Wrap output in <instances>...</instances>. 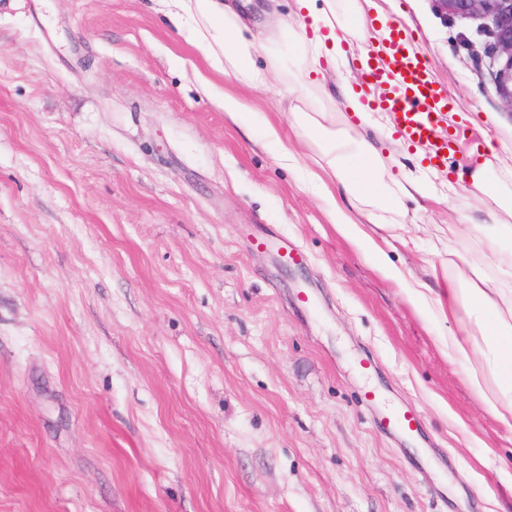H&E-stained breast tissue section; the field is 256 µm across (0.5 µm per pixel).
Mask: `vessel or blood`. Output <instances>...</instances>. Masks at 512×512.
Instances as JSON below:
<instances>
[{
    "instance_id": "1",
    "label": "vessel or blood",
    "mask_w": 512,
    "mask_h": 512,
    "mask_svg": "<svg viewBox=\"0 0 512 512\" xmlns=\"http://www.w3.org/2000/svg\"><path fill=\"white\" fill-rule=\"evenodd\" d=\"M364 75L373 90L369 109L389 112L396 133L407 142L428 144L430 166L447 165L449 157L465 146L460 133L444 127L448 95L413 47L403 23L390 26L387 37L374 45Z\"/></svg>"
}]
</instances>
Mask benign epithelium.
Returning a JSON list of instances; mask_svg holds the SVG:
<instances>
[{
  "label": "benign epithelium",
  "mask_w": 512,
  "mask_h": 512,
  "mask_svg": "<svg viewBox=\"0 0 512 512\" xmlns=\"http://www.w3.org/2000/svg\"><path fill=\"white\" fill-rule=\"evenodd\" d=\"M443 18L477 23L489 35L484 46L489 74L499 91L502 106L512 112V0H431Z\"/></svg>",
  "instance_id": "1"
}]
</instances>
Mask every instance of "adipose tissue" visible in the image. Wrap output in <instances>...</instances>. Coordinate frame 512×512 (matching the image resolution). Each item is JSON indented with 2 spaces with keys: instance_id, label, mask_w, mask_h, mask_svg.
I'll return each mask as SVG.
<instances>
[{
  "instance_id": "ef3b65f1",
  "label": "adipose tissue",
  "mask_w": 512,
  "mask_h": 512,
  "mask_svg": "<svg viewBox=\"0 0 512 512\" xmlns=\"http://www.w3.org/2000/svg\"><path fill=\"white\" fill-rule=\"evenodd\" d=\"M187 15L198 14V40L204 44L214 63L225 75L250 88L267 85V75L255 63V57L266 45L255 37L234 5H219L217 0H174ZM299 20L292 35L308 42L306 54L294 70L283 78V93L302 91L310 95L320 89L323 61L346 63V48L352 42L365 40V10L354 0L351 22H340L336 0H297ZM299 136L312 140L320 161L317 172L311 173V184L331 223L344 228L349 225L384 224L389 215L401 214L404 199L429 198L433 192L420 176L402 173L391 176L373 140L337 131L340 116L335 112L313 117L296 110ZM488 163L472 168L466 179L493 205L478 220L467 211L458 221L472 225L482 234L491 256L512 269V253L499 249V238L512 232V206L504 204L499 185L488 173ZM442 294L454 314H467L463 335L449 336L448 352L468 357L480 343L495 346L499 357L493 363L474 368L466 375L468 386L479 395L485 409L505 427L512 429V289L501 288L485 280H474L462 267L457 251H449L448 260L440 266ZM496 380V389H489L488 380Z\"/></svg>"
}]
</instances>
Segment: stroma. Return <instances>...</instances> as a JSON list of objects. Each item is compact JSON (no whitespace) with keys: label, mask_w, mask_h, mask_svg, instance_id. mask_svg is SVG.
<instances>
[{"label":"stroma","mask_w":512,"mask_h":512,"mask_svg":"<svg viewBox=\"0 0 512 512\" xmlns=\"http://www.w3.org/2000/svg\"><path fill=\"white\" fill-rule=\"evenodd\" d=\"M454 111L512 112L467 45L474 22L398 0ZM164 0H0V512H512V430L449 358L458 321L382 275L415 279L481 214L467 161L426 173L443 202L340 231L253 112L308 153L279 108L302 44L281 37L271 88L214 70ZM320 105L346 112L356 66L323 63ZM246 106L231 120L218 95ZM305 255L281 268L282 243ZM373 370L363 373L361 360ZM415 408L424 437L375 423Z\"/></svg>","instance_id":"35a3bbf8"}]
</instances>
